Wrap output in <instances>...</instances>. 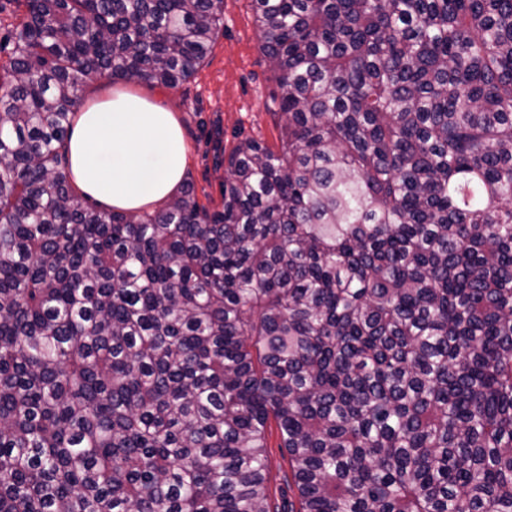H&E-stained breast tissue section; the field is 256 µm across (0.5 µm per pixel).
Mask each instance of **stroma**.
<instances>
[{"instance_id":"stroma-1","label":"stroma","mask_w":512,"mask_h":512,"mask_svg":"<svg viewBox=\"0 0 512 512\" xmlns=\"http://www.w3.org/2000/svg\"><path fill=\"white\" fill-rule=\"evenodd\" d=\"M260 43L251 0H224V24L188 82L172 89L102 78L88 82L82 96L91 99L116 87L157 99L175 112L188 149L185 180L194 186L198 204L212 208L221 203L224 183V169L215 163L218 151H231L244 137L279 146L273 104L279 88ZM278 443V436H270L267 480L272 504L283 506L298 497L288 454Z\"/></svg>"}]
</instances>
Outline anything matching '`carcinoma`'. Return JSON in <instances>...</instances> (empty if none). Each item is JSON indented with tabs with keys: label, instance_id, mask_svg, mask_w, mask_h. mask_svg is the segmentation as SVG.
Returning <instances> with one entry per match:
<instances>
[{
	"label": "carcinoma",
	"instance_id": "1",
	"mask_svg": "<svg viewBox=\"0 0 512 512\" xmlns=\"http://www.w3.org/2000/svg\"><path fill=\"white\" fill-rule=\"evenodd\" d=\"M0 43V512H512V0H252L280 150L88 202L85 84L175 88L224 0H17ZM272 434L269 437L267 480L272 504L288 509V502H292L294 510L300 508L296 491H293L292 472L289 464L288 453L284 448H278L279 438L277 430L271 427ZM289 485L291 488L289 489Z\"/></svg>",
	"mask_w": 512,
	"mask_h": 512
}]
</instances>
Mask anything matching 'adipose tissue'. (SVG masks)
<instances>
[{"label":"adipose tissue","mask_w":512,"mask_h":512,"mask_svg":"<svg viewBox=\"0 0 512 512\" xmlns=\"http://www.w3.org/2000/svg\"><path fill=\"white\" fill-rule=\"evenodd\" d=\"M66 153L70 179L86 196L128 214L173 199L187 166L175 113L125 91L81 106Z\"/></svg>","instance_id":"obj_1"}]
</instances>
